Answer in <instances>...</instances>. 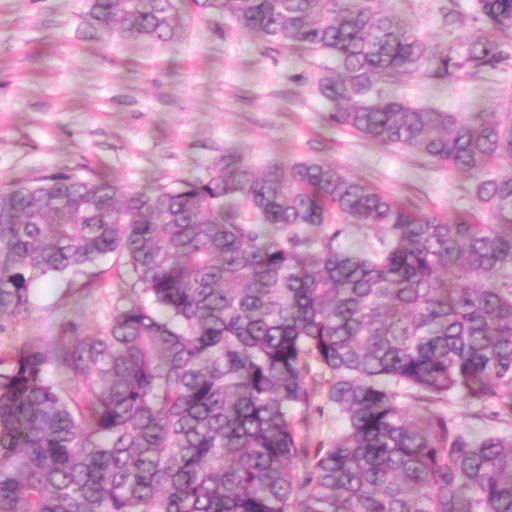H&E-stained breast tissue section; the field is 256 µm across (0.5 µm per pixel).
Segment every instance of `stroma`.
Masks as SVG:
<instances>
[{
	"label": "stroma",
	"instance_id": "stroma-1",
	"mask_svg": "<svg viewBox=\"0 0 512 512\" xmlns=\"http://www.w3.org/2000/svg\"><path fill=\"white\" fill-rule=\"evenodd\" d=\"M391 2L429 40L457 39L439 0ZM90 3L0 0V191L52 173L173 188L230 150L257 170L273 160L332 164L448 216L479 209L468 176L331 122L317 93L319 54L267 48L195 10L181 13L178 40H120L92 19ZM511 93L512 68L442 86L418 78L393 91L450 112H498ZM130 288L111 272L94 288L42 278L30 311L0 334V350L47 342L67 315L82 316L86 332L104 328Z\"/></svg>",
	"mask_w": 512,
	"mask_h": 512
}]
</instances>
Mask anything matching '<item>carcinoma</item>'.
I'll use <instances>...</instances> for the list:
<instances>
[{
    "label": "carcinoma",
    "instance_id": "obj_1",
    "mask_svg": "<svg viewBox=\"0 0 512 512\" xmlns=\"http://www.w3.org/2000/svg\"><path fill=\"white\" fill-rule=\"evenodd\" d=\"M441 2L471 27L450 46L387 0H91L121 39L172 41L193 5L325 57L333 123L470 175L492 222L231 151L174 189L1 191V333L38 276L91 288L110 257L131 295L93 336L72 316L0 351V512H512V97L494 119L374 97L512 66V0ZM314 411L341 430L313 442Z\"/></svg>",
    "mask_w": 512,
    "mask_h": 512
}]
</instances>
